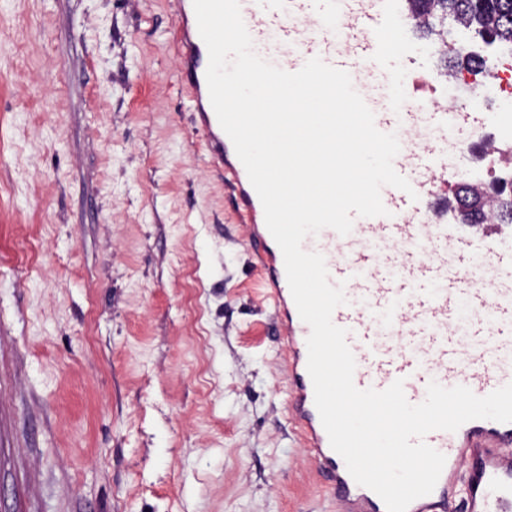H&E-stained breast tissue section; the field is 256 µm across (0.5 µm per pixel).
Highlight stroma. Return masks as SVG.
Instances as JSON below:
<instances>
[{
	"label": "stroma",
	"instance_id": "stroma-1",
	"mask_svg": "<svg viewBox=\"0 0 512 512\" xmlns=\"http://www.w3.org/2000/svg\"><path fill=\"white\" fill-rule=\"evenodd\" d=\"M177 0H0V512H345L205 155ZM394 59L456 80L404 14Z\"/></svg>",
	"mask_w": 512,
	"mask_h": 512
}]
</instances>
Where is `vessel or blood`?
<instances>
[{
    "mask_svg": "<svg viewBox=\"0 0 512 512\" xmlns=\"http://www.w3.org/2000/svg\"><path fill=\"white\" fill-rule=\"evenodd\" d=\"M240 10L254 45L265 47L271 64L285 71H298L314 57L353 78L366 59L376 69L389 68L374 39L384 13L366 8L362 0H240ZM174 41L203 147L236 184L238 206L249 218L269 274L267 289L288 349L291 414L305 446L350 512H359L365 502L373 512H387L374 491L352 478L321 422L307 370L310 328L293 300L262 203L211 105L209 54L193 0H179ZM369 107L377 129L396 134L400 151L393 166L412 190L383 187L386 215L354 217L345 236L326 228L303 241L304 250L324 256L330 282L343 288L346 302L334 310L332 321L348 332L354 384L383 390L402 380L413 404L424 401L433 381L488 395L512 383V227L429 223V200L438 184L456 178L454 166L443 154L414 146L423 113L387 101ZM476 122L471 112H441L436 129L456 142ZM424 441L446 462L434 490L414 500L407 512H446L449 480L463 469L468 472L465 512H512V462L498 454L512 445V423L476 419L454 432L431 431Z\"/></svg>",
    "mask_w": 512,
    "mask_h": 512,
    "instance_id": "b4317fda",
    "label": "vessel or blood"
}]
</instances>
